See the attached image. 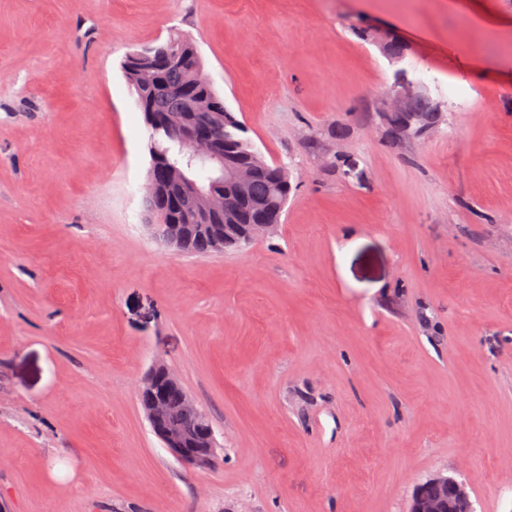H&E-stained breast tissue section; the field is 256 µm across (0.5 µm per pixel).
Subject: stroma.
I'll return each mask as SVG.
<instances>
[{"mask_svg": "<svg viewBox=\"0 0 512 512\" xmlns=\"http://www.w3.org/2000/svg\"><path fill=\"white\" fill-rule=\"evenodd\" d=\"M478 10L512 0H0V512H409L439 475L512 512V46ZM176 32L297 179L240 252L145 225L121 63ZM401 74L447 121L395 145L375 110ZM159 362L209 467L151 431Z\"/></svg>", "mask_w": 512, "mask_h": 512, "instance_id": "1", "label": "stroma"}]
</instances>
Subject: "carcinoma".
<instances>
[{
	"label": "carcinoma",
	"mask_w": 512,
	"mask_h": 512,
	"mask_svg": "<svg viewBox=\"0 0 512 512\" xmlns=\"http://www.w3.org/2000/svg\"><path fill=\"white\" fill-rule=\"evenodd\" d=\"M204 68L195 43L182 35H171L156 46H144L130 52L122 63L128 86L136 94L141 112H151L167 122V130L150 134V148L165 153L168 164L149 167L146 180L161 190L157 197L145 198L149 211L164 205L171 214V223H188L183 203L172 198L174 182L181 177L197 182L204 172V163L191 159L183 145V129L174 120L187 115L211 131L240 160L252 152L251 142L243 136L244 128L230 112L213 87L195 85V72ZM435 99L427 96L412 103V109L434 124L444 123L446 113L434 111ZM293 185L283 166L269 162L255 171L247 195L233 214H221L212 224H203L193 234L192 243L184 251L197 254H222L249 246L253 238L242 235L244 224H281ZM203 411L194 406L192 412L176 415L171 427L185 432L202 424Z\"/></svg>",
	"instance_id": "obj_1"
}]
</instances>
